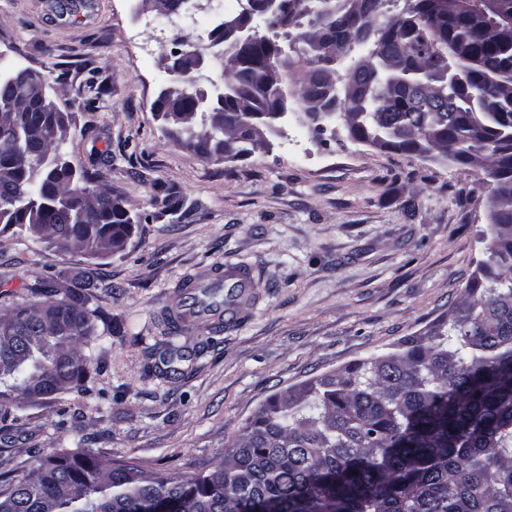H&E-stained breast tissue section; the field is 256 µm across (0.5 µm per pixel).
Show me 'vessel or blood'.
I'll return each instance as SVG.
<instances>
[{"instance_id": "b4317fda", "label": "vessel or blood", "mask_w": 512, "mask_h": 512, "mask_svg": "<svg viewBox=\"0 0 512 512\" xmlns=\"http://www.w3.org/2000/svg\"><path fill=\"white\" fill-rule=\"evenodd\" d=\"M222 283L234 285L236 301L209 302L205 296L206 290ZM255 294V279L250 268L239 264L217 265L188 276L169 317L181 329L191 328L200 333L219 332L224 327L235 326L245 320L247 304Z\"/></svg>"}]
</instances>
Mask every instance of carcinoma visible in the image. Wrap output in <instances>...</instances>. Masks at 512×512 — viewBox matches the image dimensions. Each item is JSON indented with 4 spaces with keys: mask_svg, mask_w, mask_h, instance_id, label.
I'll list each match as a JSON object with an SVG mask.
<instances>
[{
    "mask_svg": "<svg viewBox=\"0 0 512 512\" xmlns=\"http://www.w3.org/2000/svg\"><path fill=\"white\" fill-rule=\"evenodd\" d=\"M360 2L284 0L280 13L258 16L272 36L234 49L236 66L224 72L233 83L226 119L235 118L240 96H252L256 112L278 111L293 91L364 49L345 78L370 76L364 101L349 108L351 120L364 113L357 138L415 135L438 143L454 163L493 168L498 159L483 147L491 138L511 168L512 101L493 97L512 89V41L498 39V27L512 31V0H501L482 27L483 0L450 2L439 12L404 0L393 16L385 10L392 0ZM387 27L402 31L403 58L383 72L364 30ZM24 94L23 71L0 77V104ZM205 95L195 74L183 76L180 107ZM200 123L204 131H184L183 141L223 152L224 126L208 112ZM63 140L52 130L28 141L0 136L4 227L39 226L49 246L97 259L129 238L123 213L101 221L93 210L68 216L24 208L31 198L71 191L43 164ZM491 220L488 258L448 319L397 350L273 396L210 472L160 473L91 452L58 455L4 481L0 512H138L155 500L176 502L180 512H242L249 504L269 512H512V176L494 188ZM30 290L43 300L0 313V408L29 397L48 371L60 383L44 400L75 388L86 372L79 345L93 333L94 312L74 289L58 298L38 278ZM10 336L27 337V346L14 350Z\"/></svg>",
    "mask_w": 512,
    "mask_h": 512,
    "instance_id": "cac0c4a2",
    "label": "carcinoma"
}]
</instances>
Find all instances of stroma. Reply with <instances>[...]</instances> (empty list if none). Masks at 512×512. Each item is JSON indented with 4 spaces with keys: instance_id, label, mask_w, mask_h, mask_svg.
Wrapping results in <instances>:
<instances>
[{
    "instance_id": "stroma-1",
    "label": "stroma",
    "mask_w": 512,
    "mask_h": 512,
    "mask_svg": "<svg viewBox=\"0 0 512 512\" xmlns=\"http://www.w3.org/2000/svg\"><path fill=\"white\" fill-rule=\"evenodd\" d=\"M206 13L173 26L138 0H0V70L43 74L69 116L76 167L139 218L122 250L88 263L18 227L0 231V308L32 302L35 278L66 288L83 267L94 334L82 390L22 404L0 429V479L92 451L157 472H206L274 394L396 349L447 317L491 239L483 172L316 133L289 122L250 157L204 158L170 139L153 104L173 77L175 35L199 43ZM104 92L84 107L91 86ZM180 197L167 212L157 186ZM233 262L256 295L242 325L171 332L183 279Z\"/></svg>"
}]
</instances>
